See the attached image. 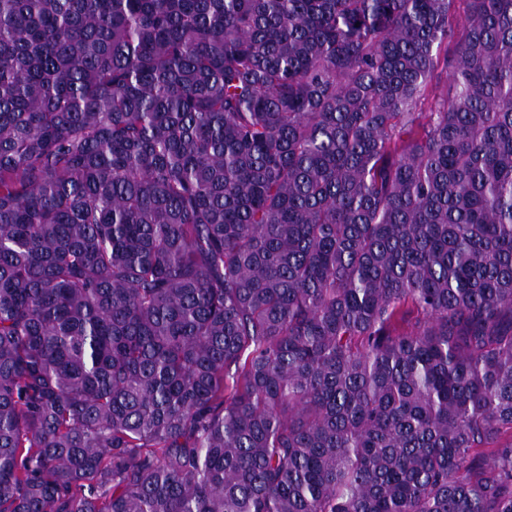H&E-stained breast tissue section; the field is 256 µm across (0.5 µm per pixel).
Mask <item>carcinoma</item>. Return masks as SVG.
Instances as JSON below:
<instances>
[{
  "instance_id": "1",
  "label": "carcinoma",
  "mask_w": 512,
  "mask_h": 512,
  "mask_svg": "<svg viewBox=\"0 0 512 512\" xmlns=\"http://www.w3.org/2000/svg\"><path fill=\"white\" fill-rule=\"evenodd\" d=\"M0 512H512V0H0Z\"/></svg>"
}]
</instances>
